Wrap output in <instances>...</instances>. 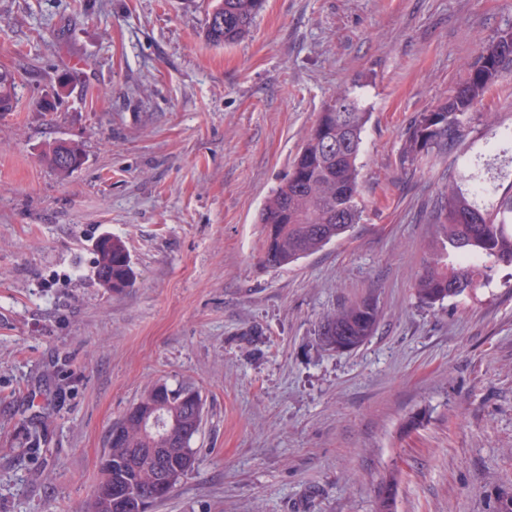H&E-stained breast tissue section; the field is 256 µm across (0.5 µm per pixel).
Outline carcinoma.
<instances>
[{"label":"carcinoma","mask_w":512,"mask_h":512,"mask_svg":"<svg viewBox=\"0 0 512 512\" xmlns=\"http://www.w3.org/2000/svg\"><path fill=\"white\" fill-rule=\"evenodd\" d=\"M264 0H217L206 38L230 45L243 39L263 8ZM512 74V31L486 43L468 64L463 82L431 110L412 116L399 153L401 169H414L426 158H437L466 146L474 111L505 77ZM14 78L0 73V112L15 107ZM369 120L358 96L340 93L326 106L293 162L287 180L266 201L263 261L282 266L308 256L347 233L359 222L358 160ZM491 150L512 151V127L494 129ZM80 148L60 142L48 155L59 173L80 166ZM439 239L424 271L413 284L420 303L435 305L489 281L499 265L512 266V180L498 183L489 164L475 156L440 192L434 215ZM94 275L104 286L121 292L133 285L129 253L119 238L106 236L96 245ZM378 309L370 299L350 303L327 316L318 328L322 345L354 350L372 336ZM190 385L169 387L157 382L133 406L163 409L161 425L144 433L134 421L120 419L124 438L111 441L100 462L101 481L123 490L118 497H93L91 512H138L145 495H159L154 469L162 466L179 484L195 466L192 448L202 424L203 405L187 392Z\"/></svg>","instance_id":"carcinoma-1"}]
</instances>
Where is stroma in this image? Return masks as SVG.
Segmentation results:
<instances>
[{
  "instance_id": "obj_1",
  "label": "stroma",
  "mask_w": 512,
  "mask_h": 512,
  "mask_svg": "<svg viewBox=\"0 0 512 512\" xmlns=\"http://www.w3.org/2000/svg\"><path fill=\"white\" fill-rule=\"evenodd\" d=\"M216 0H0V512H88L106 436L159 381L195 386V470L152 512H495L512 493V267L426 306L440 190L466 158L403 172L402 135L512 30V0H265L205 38ZM370 114L361 218L279 267L259 215L336 93ZM512 124V75L480 106ZM83 163L58 173L55 142ZM122 239L121 293L94 243ZM369 298L371 339L323 347ZM43 423L28 444L26 419ZM209 17L206 38L216 44L230 45L243 39L263 8L264 0H217ZM222 17L211 23V16ZM96 279L113 292H121L133 285V270L129 253L119 238L106 236L96 245ZM377 321L375 303L370 299L357 300L328 315L318 328V339L329 349L354 350L369 340Z\"/></svg>"
}]
</instances>
